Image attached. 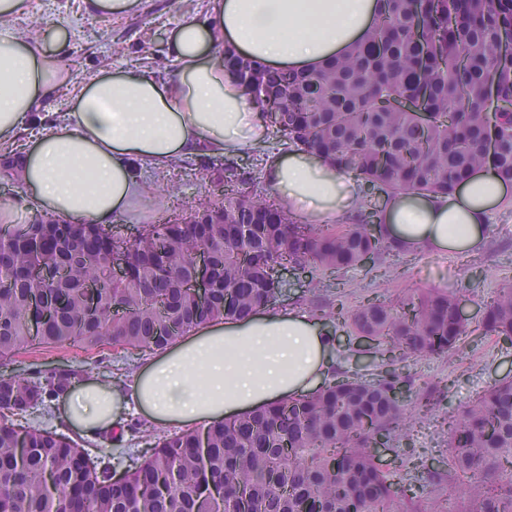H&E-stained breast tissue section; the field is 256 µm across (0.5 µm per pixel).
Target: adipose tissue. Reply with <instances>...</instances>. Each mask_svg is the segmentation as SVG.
Segmentation results:
<instances>
[{
  "label": "adipose tissue",
  "instance_id": "ef3b65f1",
  "mask_svg": "<svg viewBox=\"0 0 512 512\" xmlns=\"http://www.w3.org/2000/svg\"><path fill=\"white\" fill-rule=\"evenodd\" d=\"M28 8V0H0V159L28 191L0 207V223L38 212L107 225L150 193L134 163L160 171L179 156H243L263 144L266 124L225 69V48L310 70L364 38L377 0H210L206 15L183 16L170 33L172 78L101 73L73 91L64 123L37 134V114L62 86L70 34L58 32L49 45L12 26ZM263 178L288 217L312 224L342 220L363 196L354 176L303 151L270 156ZM509 202L512 190L482 170L445 198H387L377 221L404 253H463L483 245L492 210ZM331 342L317 321L292 310L207 322L145 361L132 384L75 383L62 395V418L92 436L119 426L133 407L150 424L194 429L313 392L331 372Z\"/></svg>",
  "mask_w": 512,
  "mask_h": 512
}]
</instances>
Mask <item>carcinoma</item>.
I'll return each instance as SVG.
<instances>
[{"mask_svg": "<svg viewBox=\"0 0 512 512\" xmlns=\"http://www.w3.org/2000/svg\"><path fill=\"white\" fill-rule=\"evenodd\" d=\"M363 43L312 71L269 70L224 50V65L288 147L320 153L387 197H446L477 168L512 183V0H378ZM221 188L183 214L142 227L138 238L111 240L110 226L68 224L37 214L0 244V361L35 343L95 348L112 343L163 350L206 321H244L276 301L273 270L292 265L346 272L399 247L376 222L371 200L356 222L296 224L279 203L244 189L236 166L201 174ZM122 248L130 276L107 280L105 250ZM212 255L209 302L184 284L192 253ZM59 272L42 286L28 270ZM461 298L446 289L405 295L394 304L314 309L342 318L354 335L400 360L447 356L468 327ZM483 329L512 342V280L486 302ZM40 319L32 334L30 318ZM75 377L37 382L0 376V512H66L72 493L88 512H434L401 496L367 448L391 441L414 421L391 394L402 383L341 376L317 390L190 432L142 430L145 448L88 471L73 464L78 443L36 425L47 401ZM448 469L434 485H463V512H512V380L473 397L448 422Z\"/></svg>", "mask_w": 512, "mask_h": 512, "instance_id": "carcinoma-1", "label": "carcinoma"}]
</instances>
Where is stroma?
<instances>
[{"instance_id": "1", "label": "stroma", "mask_w": 512, "mask_h": 512, "mask_svg": "<svg viewBox=\"0 0 512 512\" xmlns=\"http://www.w3.org/2000/svg\"><path fill=\"white\" fill-rule=\"evenodd\" d=\"M78 4L79 0H29V12L18 22L19 27L35 37L53 33L61 25L69 29L71 57L65 76L73 87L83 84L93 73L138 65L145 59L159 77H169L176 69L166 49L169 33L183 15L205 14L208 0H143L139 15L120 19L86 15L79 11ZM282 148V142L271 134L263 152L237 158L241 176L253 194L270 195L271 190L262 178L263 162L267 155ZM184 165V159L179 158L159 172L142 167L143 180L158 187L159 192L147 198L138 213L114 218V225L132 234L138 227L154 223L160 212L194 208L207 195L208 186L195 177L185 176ZM510 277L512 203L492 212L487 239L477 253L449 256L423 252L412 257L394 253L386 265L369 264L337 277H325L312 269L299 270L288 274L285 294L276 301L277 307H293L307 313L315 304H328L339 298L352 308L366 297L393 303L409 290H462L469 333L449 356L411 358L394 365L380 353H364L361 340L350 328L335 321L327 325L333 337L332 357L338 374L371 379L392 368L408 378L407 404H418L426 396L432 398V412L405 437L392 440L381 465L396 489H413L440 512H461L463 490L425 483L419 480L415 466L421 462L429 470H445L450 418L487 386L512 379V344L478 330L486 300L495 294L502 280ZM144 359V354L113 345L88 350L35 345L12 360L0 362V372L12 370L42 380L56 370L72 369L80 371L86 379L105 376L127 382ZM142 421V415L133 410L126 413L121 428L112 434L82 435L78 441L89 449L136 454L142 449L136 433Z\"/></svg>"}]
</instances>
